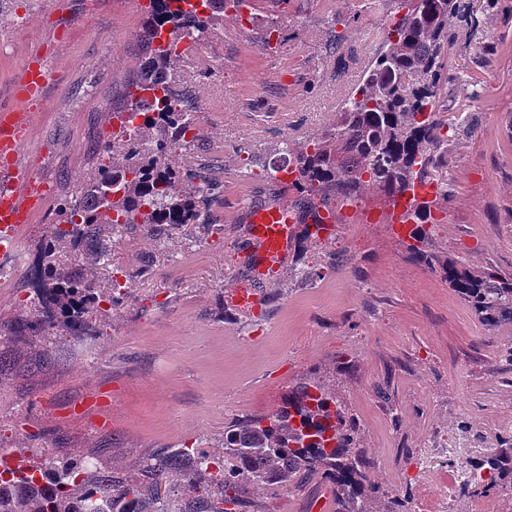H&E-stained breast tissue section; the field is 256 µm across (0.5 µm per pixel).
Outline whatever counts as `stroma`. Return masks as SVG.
Returning <instances> with one entry per match:
<instances>
[{
	"instance_id": "1",
	"label": "stroma",
	"mask_w": 512,
	"mask_h": 512,
	"mask_svg": "<svg viewBox=\"0 0 512 512\" xmlns=\"http://www.w3.org/2000/svg\"><path fill=\"white\" fill-rule=\"evenodd\" d=\"M248 25L227 8L175 70L197 111L184 162L224 173L211 224L151 238L121 228L92 273L101 298L90 331L59 328L47 362L0 355V466L91 461L134 477L147 458L183 448L224 464V429L274 412L300 382L335 389L357 419L381 483L407 478L410 512H448L451 467L494 449L474 439L512 428V368L501 360L512 326L488 332L440 273L413 261L388 224L337 209L316 240L296 241L278 274L253 283L247 207L295 194L261 175L284 140L320 133L377 52L398 0H250ZM137 0H0V106L30 113L34 142L20 164L46 199L18 233L36 254L58 203L92 176L98 135L112 125L146 43ZM460 47L442 100L459 135L434 176L448 194L431 234L436 252L512 274V0L480 15ZM343 34L334 43L335 34ZM52 65L40 106L15 99L34 54ZM0 323L25 317L34 291L6 268ZM264 303L242 312L239 289ZM468 421L472 435L454 432ZM249 512H332L329 487L256 491Z\"/></svg>"
}]
</instances>
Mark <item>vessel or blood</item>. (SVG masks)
<instances>
[{
  "instance_id": "b4317fda",
  "label": "vessel or blood",
  "mask_w": 512,
  "mask_h": 512,
  "mask_svg": "<svg viewBox=\"0 0 512 512\" xmlns=\"http://www.w3.org/2000/svg\"><path fill=\"white\" fill-rule=\"evenodd\" d=\"M49 68L37 59L28 63L16 93L25 100H41L47 83ZM32 129L25 113L5 108L0 110V175L12 183L31 185L36 178L31 170L16 165V157L30 144ZM32 197L10 194L0 207V249L13 251L20 221L35 209ZM251 236L256 245L255 269L264 275L278 269L287 258L299 232L296 216L288 206L272 202L250 209L248 215Z\"/></svg>"
}]
</instances>
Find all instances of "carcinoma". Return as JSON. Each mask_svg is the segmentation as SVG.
<instances>
[{
	"label": "carcinoma",
	"instance_id": "carcinoma-1",
	"mask_svg": "<svg viewBox=\"0 0 512 512\" xmlns=\"http://www.w3.org/2000/svg\"><path fill=\"white\" fill-rule=\"evenodd\" d=\"M182 0H151L144 30L149 40L167 33L171 43L149 48L128 85L126 111L138 120L120 123L112 140L98 147L107 163L78 191L79 209L65 200L57 224L41 249L42 276L30 301L34 311L7 326L11 343L31 346L54 329L78 334L85 315L97 302L87 267L97 263L104 225L139 227L154 236L183 224H210L222 193V169L173 164L198 140L195 113L183 93L173 88L180 60L178 45L205 37L227 4L244 0H202L185 9ZM402 13L383 30L379 49L358 86L341 103L327 129L293 146L264 166L266 178L293 175L288 188L298 193L303 236L318 237L320 211L335 201L357 204L373 189L396 200L415 186H432L431 172L443 166L452 127L441 119V102L453 68V49L477 29L473 0H400ZM112 184L104 204L95 186ZM440 197L413 201L405 212L412 225L406 245L419 264L440 270L448 285L490 332L512 324V274L487 264L470 267L455 257L429 249L426 227L435 224ZM77 249L82 263L59 259L62 246ZM497 452L473 464L487 479L471 494L485 496L512 490V435L495 436ZM228 455L223 472L210 469L211 457L180 450L148 458L141 477L90 475L79 478L80 462L48 461L30 473L8 469L0 475V512H148L158 485L173 473L192 490L181 512H241L252 490H297L318 476L332 485L335 512H407V492L377 482L374 462L362 448L355 419L336 392L318 381L298 385L279 409L265 417H246L224 429ZM223 495L215 499L211 484Z\"/></svg>",
	"mask_w": 512,
	"mask_h": 512
}]
</instances>
